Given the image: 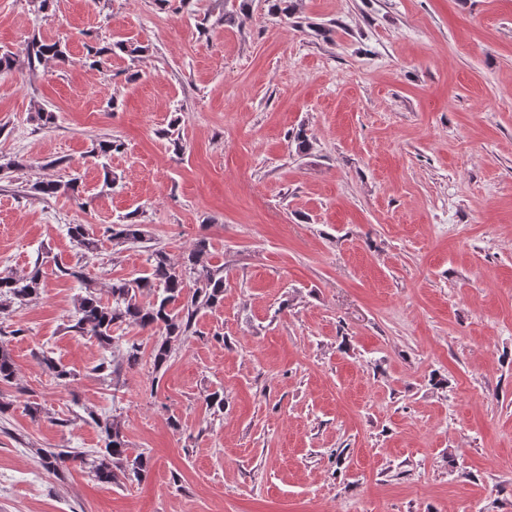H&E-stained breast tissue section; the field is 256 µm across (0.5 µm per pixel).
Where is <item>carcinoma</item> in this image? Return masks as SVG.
Masks as SVG:
<instances>
[{
    "mask_svg": "<svg viewBox=\"0 0 512 512\" xmlns=\"http://www.w3.org/2000/svg\"><path fill=\"white\" fill-rule=\"evenodd\" d=\"M268 12L288 17L294 13L295 0H265ZM146 51V47L131 40L120 39L102 46L88 47L87 61L98 67L104 58L125 55L131 59ZM66 60V45L61 40L32 37L25 42L22 54L13 51L0 53V72H14L23 78L46 62L63 63ZM123 149L118 140L101 139L93 147V155L110 157ZM31 192L43 198L66 194L79 198L81 182L74 177L65 183L43 179L31 186ZM136 212H130L119 222L108 227L109 237L116 245L144 244L150 240L147 225L139 223ZM67 233L83 255L94 254L99 249V239L87 224H70ZM147 273L134 279H115L105 288H100L83 276V267L57 266L62 277L80 281L84 293L76 298L75 313L71 329L81 336L94 338L100 348L121 351V363L102 360L95 371L108 377L118 372L121 366L131 370L142 361L143 344L136 340L122 341L117 335L129 327L150 331L157 335L150 358L154 371H160L176 354L186 338L193 334L195 320L203 310L215 309L224 301V269L210 264L209 241L197 239L188 253L175 259L163 248L147 249ZM45 288L42 264L34 262L27 271H0V313L3 314L14 303H31L40 298ZM42 363L60 384H67L71 371L53 358L42 356ZM16 389L19 394L25 388L16 382V369L9 350L0 345V386ZM89 419L100 429L104 448L90 463L89 473L103 484H117L122 480L140 481L151 466V459L143 452L133 454L125 439L119 416H101L87 411ZM43 467L54 475L64 476L68 463L84 461L75 450L39 449Z\"/></svg>",
    "mask_w": 512,
    "mask_h": 512,
    "instance_id": "cac0c4a2",
    "label": "carcinoma"
}]
</instances>
